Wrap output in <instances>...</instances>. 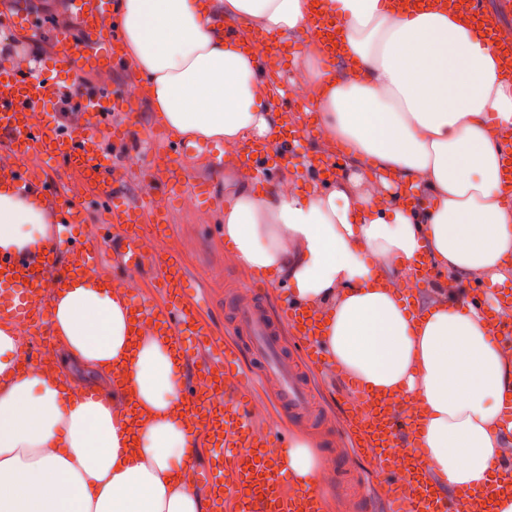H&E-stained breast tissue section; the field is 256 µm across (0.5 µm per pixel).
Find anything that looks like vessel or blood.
Masks as SVG:
<instances>
[{
    "label": "vessel or blood",
    "instance_id": "b4317fda",
    "mask_svg": "<svg viewBox=\"0 0 512 512\" xmlns=\"http://www.w3.org/2000/svg\"><path fill=\"white\" fill-rule=\"evenodd\" d=\"M396 11L421 5L441 7L467 16L478 33L492 38L503 18L512 15V0H498L495 11L484 8V0H392ZM69 12L81 26V36L68 30L56 31L55 50L68 68L71 85H78L86 72H103L115 61L116 37L105 27L112 17V0H67ZM335 18L315 11L306 27L308 35L329 46L328 61H335ZM64 93L63 87L44 75H20L13 67L0 68V151L12 156V163L0 166V180L17 189L56 204L60 189L42 179L28 166L31 157H64L80 174L86 190L96 199L112 205V221L95 237L81 239L76 248L66 249L62 239L41 251H0V321L12 326L38 328L51 316L48 294L63 287L72 277L96 276V265L111 252L116 264L136 268L148 258V225L156 224L159 207L146 197L137 207L119 196L112 179V165L100 150L96 128L80 127L63 133L55 123L34 120L35 112ZM115 110L132 107L141 97L137 80L104 89ZM161 142L176 153L165 171L164 192L182 199L199 200L202 184L193 179L200 153L161 135ZM306 132L284 125L278 135L283 160L302 157ZM68 251L67 264L59 254ZM156 280L163 290L159 304L142 300L133 303L135 328L166 336L174 346L183 337H195L207 357L196 382L188 390L184 412L195 423L200 436L215 451V462L197 470L198 483L209 492L210 512H223L233 502L234 512H323L324 504L316 486L291 488L287 485L284 450L289 440L280 429L263 431L256 427L252 393L259 387L274 391L280 417L299 418L307 414L309 394L304 376L313 368L325 367L329 359L319 338L316 313L288 306L282 320H274L263 303L250 301L237 306L234 330L237 342L227 343L212 336L202 318L198 301L188 293V275L181 258L168 253L158 258ZM498 313L493 332L501 348L512 353V292L499 291L493 297ZM289 327L302 346L300 359L283 353L282 327ZM400 402L382 396H363L351 401L352 439L356 447L370 449L386 489V499L398 512H492L490 498L462 490L446 495L438 483L418 468L421 450L414 436H402ZM236 477L233 488L224 485L225 471Z\"/></svg>",
    "mask_w": 512,
    "mask_h": 512
}]
</instances>
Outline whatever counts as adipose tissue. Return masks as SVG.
<instances>
[{
	"label": "adipose tissue",
	"instance_id": "obj_1",
	"mask_svg": "<svg viewBox=\"0 0 512 512\" xmlns=\"http://www.w3.org/2000/svg\"><path fill=\"white\" fill-rule=\"evenodd\" d=\"M342 23L343 70L308 50L316 134L348 146L331 187L255 192L224 164V239L251 271L286 280L288 302L316 311L330 364L365 393L415 404L422 466L448 488L492 495L512 355L487 318L463 307L459 281L512 277V197L500 143L512 130V77L475 28L440 11L392 15L387 0H325ZM120 45L157 119L178 138L271 143L282 124L250 34L305 31L310 0H120ZM236 23L225 36L213 16ZM55 215L0 183V249L46 245ZM448 289L413 309L396 282L420 258ZM63 362L120 392L76 394L57 373L21 369L22 345L0 326V512H203L187 480L198 433L182 414L178 362L165 338L133 337L128 301L103 278L53 292ZM294 482L325 475L311 444L284 453Z\"/></svg>",
	"mask_w": 512,
	"mask_h": 512
}]
</instances>
